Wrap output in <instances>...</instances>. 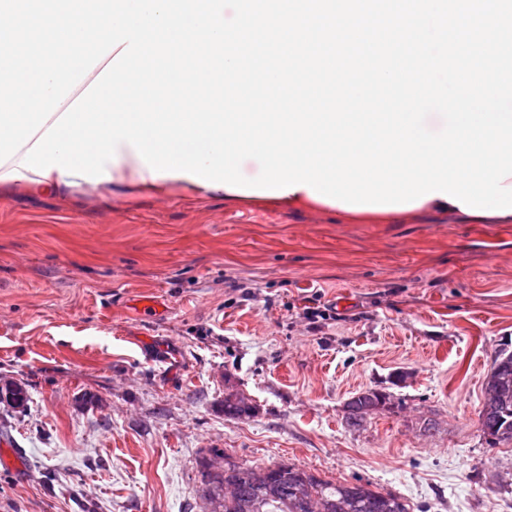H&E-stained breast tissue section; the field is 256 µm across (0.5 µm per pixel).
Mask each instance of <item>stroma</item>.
I'll return each instance as SVG.
<instances>
[{
	"label": "stroma",
	"instance_id": "35a3bbf8",
	"mask_svg": "<svg viewBox=\"0 0 512 512\" xmlns=\"http://www.w3.org/2000/svg\"><path fill=\"white\" fill-rule=\"evenodd\" d=\"M503 351L512 224L0 186V385L28 392L0 402L22 461L0 463V512H203L207 448L413 512H512V446L479 422ZM365 389L391 403L354 428ZM230 394L254 417L225 418ZM389 400L390 397L386 393L371 390L357 392L346 402V409L348 411L347 422L351 426L360 425L366 410L371 412L374 409L373 407H383Z\"/></svg>",
	"mask_w": 512,
	"mask_h": 512
}]
</instances>
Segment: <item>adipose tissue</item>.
<instances>
[{
    "mask_svg": "<svg viewBox=\"0 0 512 512\" xmlns=\"http://www.w3.org/2000/svg\"><path fill=\"white\" fill-rule=\"evenodd\" d=\"M116 153L117 162L108 163L107 170L111 175L112 183L129 182L137 185L141 190L164 195L172 189H181L194 194L228 198L225 188H212L204 186L186 177H159L152 178L146 165L141 162L132 146L119 144ZM20 187L28 191L43 194H63L83 187V178L61 175L59 170H50L48 176H40L20 167L18 158H11L0 166V185Z\"/></svg>",
    "mask_w": 512,
    "mask_h": 512,
    "instance_id": "adipose-tissue-1",
    "label": "adipose tissue"
}]
</instances>
